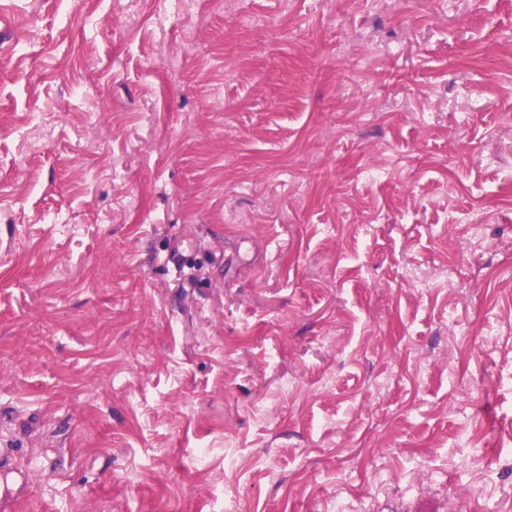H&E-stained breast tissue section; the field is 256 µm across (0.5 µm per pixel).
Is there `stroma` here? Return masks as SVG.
Listing matches in <instances>:
<instances>
[{"label":"stroma","mask_w":512,"mask_h":512,"mask_svg":"<svg viewBox=\"0 0 512 512\" xmlns=\"http://www.w3.org/2000/svg\"><path fill=\"white\" fill-rule=\"evenodd\" d=\"M507 268L512 0H0V512H512Z\"/></svg>","instance_id":"35a3bbf8"}]
</instances>
